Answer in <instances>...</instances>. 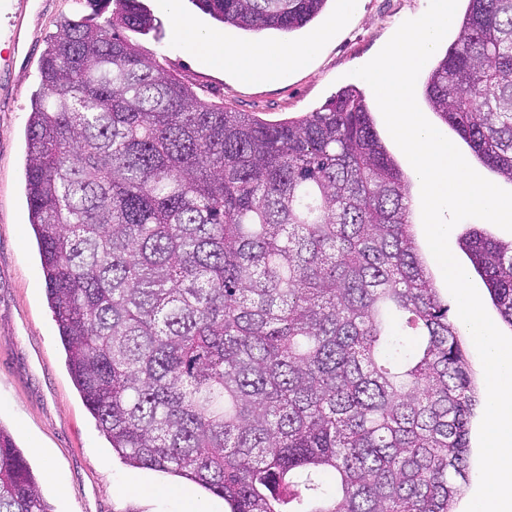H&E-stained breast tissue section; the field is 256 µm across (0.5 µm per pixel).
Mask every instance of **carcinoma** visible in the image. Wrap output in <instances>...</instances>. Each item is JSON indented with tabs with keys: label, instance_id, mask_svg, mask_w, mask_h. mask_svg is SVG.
<instances>
[{
	"label": "carcinoma",
	"instance_id": "obj_1",
	"mask_svg": "<svg viewBox=\"0 0 512 512\" xmlns=\"http://www.w3.org/2000/svg\"><path fill=\"white\" fill-rule=\"evenodd\" d=\"M88 2L114 8L61 21L41 57L25 188L112 450L226 512H452L478 396L362 94L275 123L204 103L122 35L154 28L141 0ZM192 2L290 33L328 0ZM466 2L424 96L512 182V0ZM463 248L512 328V241L474 228ZM0 512H51L2 427Z\"/></svg>",
	"mask_w": 512,
	"mask_h": 512
}]
</instances>
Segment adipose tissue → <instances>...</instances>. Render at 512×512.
I'll return each instance as SVG.
<instances>
[{"mask_svg":"<svg viewBox=\"0 0 512 512\" xmlns=\"http://www.w3.org/2000/svg\"><path fill=\"white\" fill-rule=\"evenodd\" d=\"M327 35V30H319L298 46L262 43L229 46L221 33L204 34L189 23L180 24L178 28L180 40L196 48L203 61L231 70L241 81L250 83L275 78L306 65Z\"/></svg>","mask_w":512,"mask_h":512,"instance_id":"1","label":"adipose tissue"}]
</instances>
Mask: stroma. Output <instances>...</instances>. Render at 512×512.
I'll list each match as a JSON object with an SVG mask.
<instances>
[{
    "label": "stroma",
    "mask_w": 512,
    "mask_h": 512,
    "mask_svg": "<svg viewBox=\"0 0 512 512\" xmlns=\"http://www.w3.org/2000/svg\"><path fill=\"white\" fill-rule=\"evenodd\" d=\"M156 27L130 33L140 51L188 84L203 102L275 121L319 110L353 85L387 128L371 87L354 77L425 0H357L347 23L327 38L306 67L269 83H246L207 65L177 37L180 20L218 30L226 43L302 44L327 25L337 0L309 27L290 34L246 32L181 0L172 17L160 0H143ZM85 0H0V424L14 436L52 512H224V500L179 478L133 468L112 451L76 390L55 318L46 302L38 247L24 189L25 129L30 101L40 90L39 62L46 40L64 16L89 14ZM58 480L45 481L47 467Z\"/></svg>",
    "instance_id": "stroma-1"
}]
</instances>
